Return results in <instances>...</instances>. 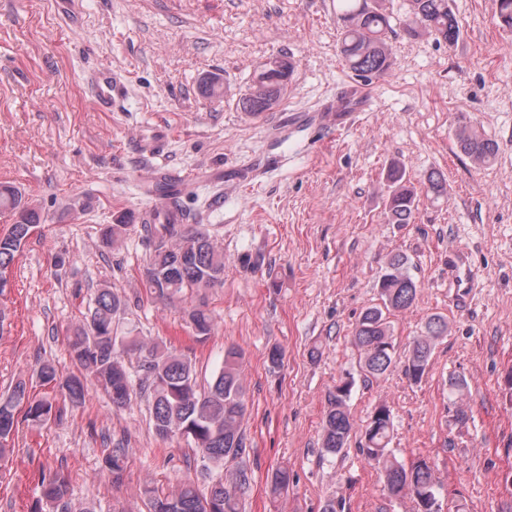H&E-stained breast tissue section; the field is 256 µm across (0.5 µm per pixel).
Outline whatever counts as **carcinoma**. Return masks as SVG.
Instances as JSON below:
<instances>
[{"mask_svg": "<svg viewBox=\"0 0 512 512\" xmlns=\"http://www.w3.org/2000/svg\"><path fill=\"white\" fill-rule=\"evenodd\" d=\"M408 11L400 21L403 31L412 38L433 36L449 44L460 35L459 21L450 0H407ZM499 25L512 30V0H495ZM336 16L340 36L338 52L345 67L361 76L383 77L392 66V15L387 0H338ZM293 73L291 60L284 55L270 57V63L255 73L258 84L249 85L236 101V107L259 117L280 105ZM456 145L461 154L479 166L490 165L497 144L485 137L466 117L458 120ZM385 220L389 224H412L418 207L417 193L405 169L397 164L386 173ZM426 195L438 200L447 196L448 186L438 171L427 173L422 181ZM146 194L170 200L171 184L156 180ZM0 208L14 215V222L0 234V275L15 264L22 244L31 231L41 224L39 210L24 202L10 185H0ZM129 222L107 225L102 232L108 244L118 242ZM141 227L152 246L145 270L148 288L157 297L174 300L186 293H199L224 281V251L219 248L201 224H177L171 221L165 207L147 212ZM382 304L365 309L353 330V344L359 352V365L366 375L378 378L396 363L390 316L409 309L417 296L418 282L410 273L408 257L393 254L378 278ZM126 302L109 288H101L82 324L67 336V352L76 371L63 373L52 362L41 364L39 379L54 384L59 397L32 398L27 384L20 380L11 392L0 398V462L10 454L8 442L18 425V416L42 425L59 419L58 401L76 406L83 402L86 380L105 392L112 406L126 409L141 395L150 401V424L155 434L167 439L182 438L191 450L193 463L200 464L195 477L179 483L171 492L155 486L143 488L147 512H242L240 497L250 483V449L243 430L246 413L242 379V352L235 346L224 350V361L205 386L198 383L195 364L183 353L164 344L146 345L137 336L114 334L113 319ZM193 335L210 336L214 319L203 305L187 311ZM448 322L438 315L429 317L424 330L404 355L403 373L419 382L427 373L437 340L447 335ZM138 355L136 371L127 366L125 357ZM351 385L337 387L327 396V410L322 419L321 448L323 455L334 457L347 447L352 434L360 431L358 449L373 462L384 480L389 497L409 498L413 512H442L434 470L425 459L406 467L396 458L390 444L394 436V417L386 404L368 418L364 425L356 423L347 400ZM126 448L118 442L106 457L112 482L122 481ZM42 501L58 512H71L70 482L62 469L40 472ZM291 476L286 469L276 470L271 479L274 494L288 492Z\"/></svg>", "mask_w": 512, "mask_h": 512, "instance_id": "cac0c4a2", "label": "carcinoma"}]
</instances>
